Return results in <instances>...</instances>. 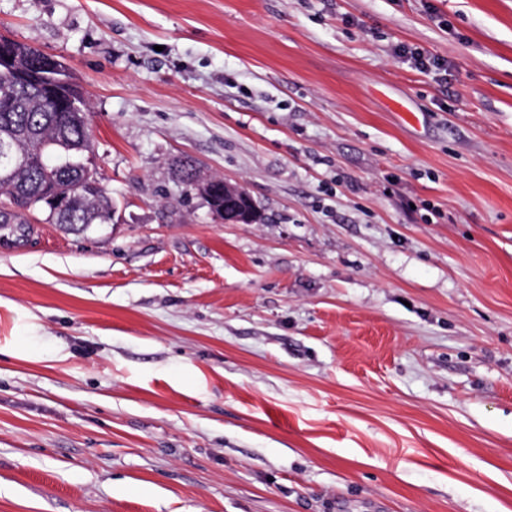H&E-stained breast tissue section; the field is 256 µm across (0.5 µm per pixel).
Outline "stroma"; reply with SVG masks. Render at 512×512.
I'll return each mask as SVG.
<instances>
[{
	"label": "stroma",
	"mask_w": 512,
	"mask_h": 512,
	"mask_svg": "<svg viewBox=\"0 0 512 512\" xmlns=\"http://www.w3.org/2000/svg\"><path fill=\"white\" fill-rule=\"evenodd\" d=\"M0 34L67 64L115 206L0 252V512H512V0H0ZM396 56L404 62L420 70L421 72L443 71L448 76V63L439 57L431 56L418 48H411L406 45H399L394 50ZM209 183L219 185L224 184V196L214 195L212 201L208 198L207 202L214 213L221 219H224L225 205L235 207V218L230 223L251 222L256 216V207L242 186L224 181L223 179H213Z\"/></svg>",
	"instance_id": "35a3bbf8"
}]
</instances>
